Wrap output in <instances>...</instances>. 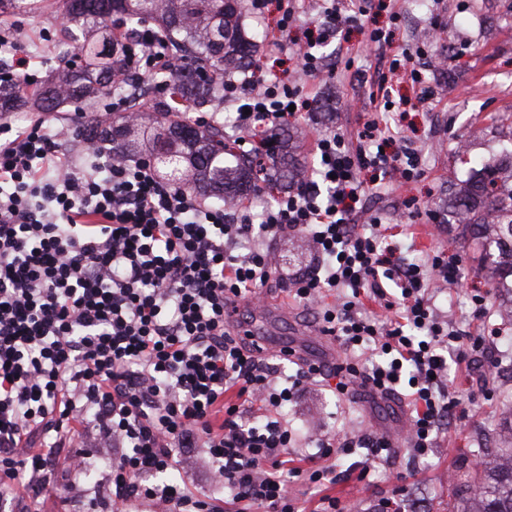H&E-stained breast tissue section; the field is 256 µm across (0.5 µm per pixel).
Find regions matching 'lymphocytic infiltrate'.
Returning <instances> with one entry per match:
<instances>
[{
	"label": "lymphocytic infiltrate",
	"mask_w": 512,
	"mask_h": 512,
	"mask_svg": "<svg viewBox=\"0 0 512 512\" xmlns=\"http://www.w3.org/2000/svg\"><path fill=\"white\" fill-rule=\"evenodd\" d=\"M276 2L266 58L294 60V74L264 62L228 77L220 98L245 138L287 124L308 110L315 86L335 76L316 53L338 32L362 27L384 0H314L305 42L290 41L299 0H251L256 18ZM130 77L173 71L167 44L141 27L127 39ZM401 76L418 102L420 69L392 59L373 84L371 102L389 100ZM314 166L296 188L277 194L261 220L249 209L226 213L157 176L149 157H129L111 142L83 140L64 153L43 121L0 123V512H40L60 449L73 481L92 467L79 455L93 438L110 460L106 482L115 512L139 501L156 512H300L288 479L336 481L335 459L362 449L352 470L366 480L394 454L389 436L345 430L314 444L321 466L291 465L294 434L282 410L320 382L337 398L359 386L372 396L400 395L403 436L415 459L428 457L460 404L449 367L493 355L492 311L474 298L479 326L461 338L435 305L438 288L462 280V256L429 250L396 257L387 222L365 204L381 178L410 183L424 175L401 133L372 113L356 137L332 130L312 141ZM368 216L365 225L357 217ZM304 235L319 262L292 276L288 293L313 306L343 352L334 364L270 363L226 320L230 306L259 304L278 275L271 244ZM386 312L365 313L367 302ZM206 448L223 503L166 481L182 468V449Z\"/></svg>",
	"instance_id": "1"
}]
</instances>
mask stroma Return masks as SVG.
<instances>
[{
    "label": "stroma",
    "instance_id": "35a3bbf8",
    "mask_svg": "<svg viewBox=\"0 0 512 512\" xmlns=\"http://www.w3.org/2000/svg\"><path fill=\"white\" fill-rule=\"evenodd\" d=\"M438 20L439 36H432L431 20ZM390 31L382 46L369 42L365 30L337 34L323 47L336 78L320 83L310 111L288 122L294 133L293 150L303 166H311V141L327 127L355 136L369 108L367 84L382 60L415 52L428 46L432 56L445 60L443 68L420 60L424 85L433 96L408 112H388L384 118L398 127L411 147L419 149L424 178L405 186L384 179L370 197V210L411 220L415 239L393 237L397 256L413 261L421 250L440 249L448 255L463 251L459 229L447 212L451 188L468 175L474 160L499 158L512 148V0H392L389 8L372 21ZM57 20L43 17H0V32L12 35L18 54H37ZM273 249L282 272L266 294L277 300L285 278L308 269L315 260L309 241L301 235L277 240ZM472 261H465L463 278L453 288L439 290L437 307L447 312L461 335L474 331V295L489 294ZM512 339V325L501 324L495 347L503 362L496 384L500 395L491 401L470 405L465 380L455 386L461 401L469 405L465 420L449 424L428 459L417 461L405 447L399 429L400 404L363 395L337 402L321 385L303 388L286 417L299 439V454L312 457L316 448L309 438L341 429L357 433H384L396 452L388 464L376 468L368 482L341 479L313 489L291 484L301 512H317L322 496L338 498L347 512H376L380 500L393 499L401 512H446L452 483L471 473L474 452L496 447L504 405L512 404V353L505 345ZM110 497L102 470H95L83 486L70 487L62 467H55L44 496V512H105Z\"/></svg>",
    "mask_w": 512,
    "mask_h": 512
}]
</instances>
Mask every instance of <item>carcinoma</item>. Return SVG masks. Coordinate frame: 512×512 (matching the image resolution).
I'll use <instances>...</instances> for the list:
<instances>
[{
    "label": "carcinoma",
    "instance_id": "obj_1",
    "mask_svg": "<svg viewBox=\"0 0 512 512\" xmlns=\"http://www.w3.org/2000/svg\"><path fill=\"white\" fill-rule=\"evenodd\" d=\"M45 0H0V14L29 16L43 11ZM68 26L48 49L60 59L57 75L43 84H17L4 77L0 64V112L25 105L53 112L63 103L105 101L112 95V63L119 45L113 19L130 27L147 25L164 38L175 60L186 65L172 75L150 77L156 90L146 96L144 112L154 114L153 134L146 138L161 177L217 207L282 181L297 180L301 170L285 162L283 144L273 132L261 137V148L237 153L224 143L218 126L204 130L190 113L206 112L220 96L224 75L257 62L255 45L241 27L244 0H58ZM86 136L110 140L123 150L140 143V133L117 117L108 125L93 119ZM453 209L463 237L480 252L481 272L494 288L512 295V150L493 162H479L473 175L452 192ZM505 447L482 455L473 484L456 487L449 512H512V410L505 418Z\"/></svg>",
    "mask_w": 512,
    "mask_h": 512
}]
</instances>
